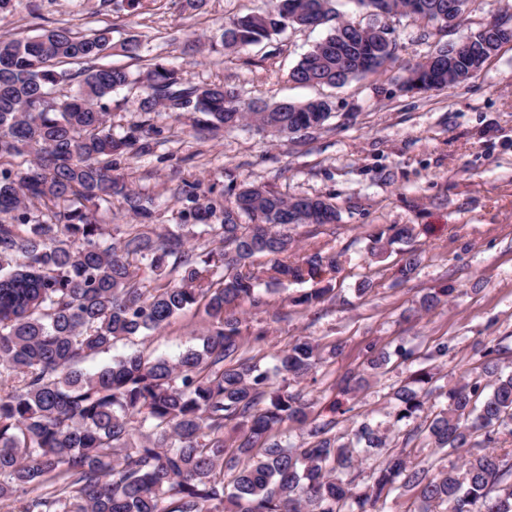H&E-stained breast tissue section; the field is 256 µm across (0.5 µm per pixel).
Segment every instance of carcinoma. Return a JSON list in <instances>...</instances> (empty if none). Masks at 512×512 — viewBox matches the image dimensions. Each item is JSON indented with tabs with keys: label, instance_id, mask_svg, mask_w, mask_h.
<instances>
[{
	"label": "carcinoma",
	"instance_id": "1",
	"mask_svg": "<svg viewBox=\"0 0 512 512\" xmlns=\"http://www.w3.org/2000/svg\"><path fill=\"white\" fill-rule=\"evenodd\" d=\"M375 15L438 21L448 0H355ZM336 25L291 70L299 84L336 87L377 73L396 60L387 29L363 31L376 43V63L342 41L347 31L334 0H270L268 9L224 22L219 41L235 51L289 28ZM490 44L482 57L443 43L432 63L409 70L433 74L442 89L470 78L501 47L485 30L466 36ZM112 28H42L0 39V505L9 512H385L394 492L402 512H512V367L502 348L480 351L479 371L455 385L428 366L387 393L384 423L314 412L303 388L290 389L324 363V348L298 338L272 355V368L243 358L242 307L268 305L271 288L327 278L293 303L313 308L331 298L341 266L336 253L310 249L288 262L301 227L338 220L320 197L285 198L245 184L224 194L185 178L173 189L180 223H159V196L126 183L121 163L152 152L162 128L151 114L193 113L198 134L248 128L286 137L322 128L332 117L324 98L245 103L216 83H195L184 69L155 62L138 77L104 63ZM139 90L141 119L116 135L112 93ZM139 224L107 230L112 200ZM373 236L375 248L412 237L409 224ZM212 248L197 252L189 239ZM270 265L259 276L254 259ZM420 256L409 251L396 275L408 282ZM201 310L200 344L177 359L133 350L92 370L81 367L119 342L165 329ZM375 372L412 353L367 345ZM298 426L306 444L284 436ZM403 434L401 445L390 433ZM426 448L461 464L416 461ZM376 454L361 481L346 479Z\"/></svg>",
	"mask_w": 512,
	"mask_h": 512
}]
</instances>
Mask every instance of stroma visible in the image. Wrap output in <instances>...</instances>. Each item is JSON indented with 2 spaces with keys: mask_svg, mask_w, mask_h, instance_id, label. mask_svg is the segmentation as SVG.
I'll list each match as a JSON object with an SVG mask.
<instances>
[{
  "mask_svg": "<svg viewBox=\"0 0 512 512\" xmlns=\"http://www.w3.org/2000/svg\"><path fill=\"white\" fill-rule=\"evenodd\" d=\"M35 2L36 14L23 9L0 20V36L109 25L114 42L136 34L147 44L143 60L119 50L108 58V65L131 73L163 59L183 67L192 81L223 82L248 101H332L334 115L322 129L285 140L251 130L198 136L190 113L164 114L155 119L163 134L152 153L125 165L133 187L159 195L166 224L178 221L172 190L188 174L228 196L249 180L287 197H321L335 205L337 223L298 230L299 251L318 245L339 256L332 298L309 310L292 305L298 292L320 287L317 279L279 289L267 310L243 317L244 335L268 331L264 344H247V357L272 366L273 353L302 336L337 345L336 356L302 388L316 408L334 404L348 418L367 415L377 422L385 418L387 393L409 370L389 365L369 386L341 393V378L365 369L367 344L402 345L421 356L447 343L439 369L451 383L480 364L477 350L489 341L505 347L502 361L512 363V43L456 88L413 94L401 86L406 64L477 32L492 15H512V0H468L452 30L393 18L397 62L336 88L289 77L328 26L291 29L239 52L217 45L225 20L264 11L268 0H204L193 12L180 11L177 0H147L134 15L101 10L100 0ZM393 224L413 225L412 239L373 252L370 234ZM411 250L421 266L410 282L398 283L396 266ZM366 275L374 286L361 297L355 288ZM444 286L452 287L451 296L422 311L423 296ZM203 326L201 316L187 313L163 334L138 337L136 346L173 359L197 345Z\"/></svg>",
  "mask_w": 512,
  "mask_h": 512,
  "instance_id": "1",
  "label": "stroma"
}]
</instances>
